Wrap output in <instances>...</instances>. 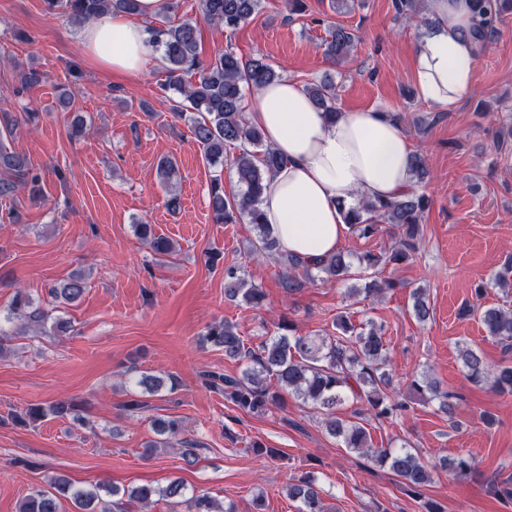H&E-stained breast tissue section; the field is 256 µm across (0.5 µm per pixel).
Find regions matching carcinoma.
<instances>
[{"mask_svg":"<svg viewBox=\"0 0 512 512\" xmlns=\"http://www.w3.org/2000/svg\"><path fill=\"white\" fill-rule=\"evenodd\" d=\"M475 38L479 45L493 34L503 14L512 9V0H475ZM50 15L62 14L75 25H84L114 12L134 14L137 0H44ZM263 8V0H198L199 14L203 20L226 28H236L254 18ZM329 38L325 39L324 54L335 64L353 49L357 36L339 23H329ZM151 44L158 48L166 62L164 91L177 95L173 105L177 111L190 110L196 114L190 125L194 140L203 147L206 161L212 165L224 163V149L228 145L239 147L231 166L235 170L242 193L232 198L224 196V186L215 182L211 186L213 218L220 224L245 221L258 230L251 253L275 255L283 267L281 288L293 294L306 283L317 280L342 282L351 279L353 262L349 253H336L308 260L288 255L280 249L265 223L260 210L262 194L271 172L280 167L283 159L265 144L263 133L246 117L244 87L260 89L281 79L275 68L264 57L244 59L231 49L217 52L208 60L201 58L199 29L189 18L169 20L162 29L152 28ZM305 92L315 106L330 118L341 114L338 107L336 84L328 77L305 87ZM15 122L0 127V196L9 197L18 186L40 182V175L30 167L24 154L7 144L15 136ZM161 181L169 183L178 176L175 160L161 158L157 163ZM429 207V199L417 189L391 200H361L345 211L348 229L359 237H370L386 225V230L396 237L391 250L376 255L365 253L357 257L362 269L380 266H398L413 259L420 242V224ZM137 235L150 243L158 255L173 251L172 242L153 232L150 224L135 225ZM493 285L502 292H512V259L505 261L493 278ZM399 283L391 279L371 278L363 288L351 290L358 301L378 298L396 288ZM85 283L79 276L72 277L48 289V294L63 304L79 300ZM224 295L230 300L238 297L252 306L262 305L265 293L249 284L240 268H224ZM432 306L424 290L412 293L411 314L420 324L431 318ZM10 314L24 317L37 326L44 335H63L70 331L67 320L53 312L34 305L33 300L19 294L11 304ZM461 317H477L488 337L500 345L504 353L512 352V309L506 305L483 306L465 303L459 310ZM282 333L265 338L256 346H246L237 328L221 322L207 327L204 340L224 350V356L244 364L241 376L217 373L204 375L205 384L213 389H224V397L240 409L264 414L278 406L288 393L312 406L325 416L326 431L342 441L345 448L370 458L381 467L388 468L409 495L420 500L421 512H444L437 501L424 496V489L432 481L433 468L423 462L414 448H373L367 429L372 421L379 423L393 420L409 409L408 402L400 397L387 372L388 347L382 329L373 322L354 323L351 315L341 312L333 321V332L314 336H301L287 320L278 324ZM459 356L468 376L475 382L492 380L493 389L499 394H512V362L505 359L497 368H488L481 349L465 344ZM165 384L164 378L143 375L137 381L139 390L131 393L123 408L134 415L142 412L148 402L145 395H152ZM406 390L411 397L423 402L439 400V409L448 416L449 425L455 427V405L450 395L442 393L429 376H412L406 379ZM356 401L351 419L336 416L337 407L348 400ZM34 417L52 415L65 418L77 417L78 405L57 402L45 407L28 408ZM436 467L455 477H465L475 472V463L468 456L444 458ZM115 496L123 493L128 501L147 504L152 497H165L175 504L186 505L187 512H234L206 494L188 493L184 482L173 479L164 486L137 485L123 491L115 486L96 485L92 489L75 488L64 476L51 479L50 488L35 490L26 495L18 512H59V497L69 498L75 512H112L114 503L101 494ZM288 498L298 502V512H327L321 489L313 476L297 477L288 485Z\"/></svg>","mask_w":512,"mask_h":512,"instance_id":"1","label":"carcinoma"}]
</instances>
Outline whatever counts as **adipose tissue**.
I'll list each match as a JSON object with an SVG mask.
<instances>
[{
	"mask_svg": "<svg viewBox=\"0 0 512 512\" xmlns=\"http://www.w3.org/2000/svg\"><path fill=\"white\" fill-rule=\"evenodd\" d=\"M167 0H138L136 17L115 13L78 28L84 52L102 67L141 73L148 45L143 20L165 12ZM431 24L414 59L419 97L452 111L475 79L474 0H427ZM250 122L283 157L260 209L280 248L303 258L337 252L347 226L340 201L389 200L412 184L413 145L401 125L362 109L328 122L303 87L283 78L262 87L247 109Z\"/></svg>",
	"mask_w": 512,
	"mask_h": 512,
	"instance_id": "1",
	"label": "adipose tissue"
}]
</instances>
